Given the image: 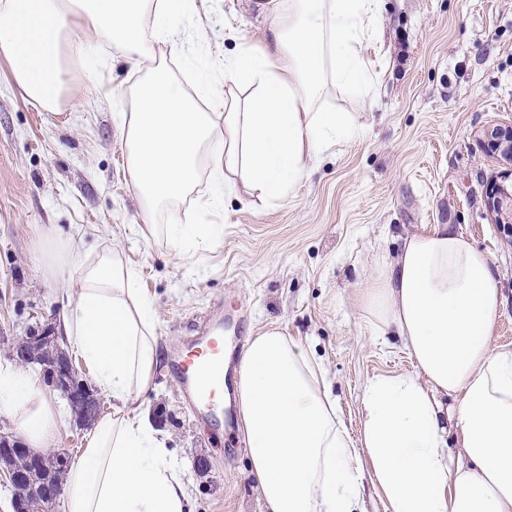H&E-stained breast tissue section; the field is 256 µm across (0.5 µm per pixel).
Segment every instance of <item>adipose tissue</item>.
Returning a JSON list of instances; mask_svg holds the SVG:
<instances>
[{"label": "adipose tissue", "instance_id": "1", "mask_svg": "<svg viewBox=\"0 0 512 512\" xmlns=\"http://www.w3.org/2000/svg\"><path fill=\"white\" fill-rule=\"evenodd\" d=\"M378 0H276L275 53L242 46L224 60V86L188 92L159 45L177 51L187 0H0V52L23 98L58 112L76 85L71 69L88 45L134 60L142 79L114 113L144 235L178 260L214 240L210 224L176 209L200 179L202 211L245 186L283 197L307 156L349 137L355 123L319 112L333 84L369 83L363 37ZM45 276L74 285L63 318L68 344L112 401L70 467L67 512H189L190 496L164 438L140 409L159 367L156 326L137 271L117 246L78 247L51 237ZM501 299L486 255L448 225L407 239L380 265L364 295L376 335L394 332L413 373L369 380L360 442L336 415L319 364L288 336H255L238 370L251 472L265 512H361L371 482L392 512H512V350L490 335ZM457 396L461 459L448 457L436 393ZM0 415L34 448L49 447L60 415L36 378L0 363Z\"/></svg>", "mask_w": 512, "mask_h": 512}]
</instances>
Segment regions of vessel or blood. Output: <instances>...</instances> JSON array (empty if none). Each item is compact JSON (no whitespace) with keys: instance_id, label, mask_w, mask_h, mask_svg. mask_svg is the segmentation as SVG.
<instances>
[{"instance_id":"obj_1","label":"vessel or blood","mask_w":512,"mask_h":512,"mask_svg":"<svg viewBox=\"0 0 512 512\" xmlns=\"http://www.w3.org/2000/svg\"><path fill=\"white\" fill-rule=\"evenodd\" d=\"M173 369L185 401L201 416L216 415L225 392L231 391V371L224 357V325L206 317L204 330L174 358Z\"/></svg>"}]
</instances>
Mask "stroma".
Masks as SVG:
<instances>
[{
	"label": "stroma",
	"instance_id": "35a3bbf8",
	"mask_svg": "<svg viewBox=\"0 0 512 512\" xmlns=\"http://www.w3.org/2000/svg\"><path fill=\"white\" fill-rule=\"evenodd\" d=\"M188 14L195 35L168 59L185 87L205 63L223 85L224 59L240 44L275 49L272 0H194ZM365 56L374 90L331 86L318 104L354 118L357 133L306 158L305 176L285 197L242 187L203 215L202 182L180 203L195 221L224 227L188 264L143 236L126 177L112 115L139 77L136 64L103 66L91 54L71 78L96 72L97 89L46 112L20 97L0 53V359H10L18 338L63 320L67 287L39 269L47 232L86 248L118 246L153 300L160 364L142 408L182 468L192 512H263L245 429L199 425L171 368L216 305L234 314L242 343L274 328L315 358L339 417L360 438L369 380L415 370L398 338L373 334L362 292L406 238L447 224L487 256L502 295L491 344L512 350V231L486 198L491 181L512 171L486 141L512 125V0H380ZM48 397L67 412L53 447L79 459L88 430L59 392Z\"/></svg>",
	"mask_w": 512,
	"mask_h": 512
}]
</instances>
